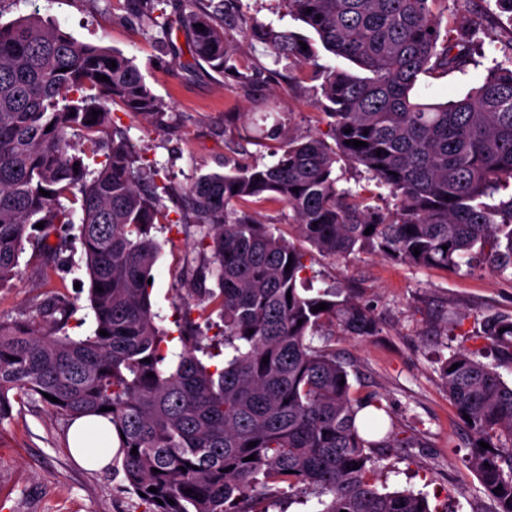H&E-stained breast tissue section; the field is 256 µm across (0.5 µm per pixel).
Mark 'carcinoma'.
Segmentation results:
<instances>
[{"label":"carcinoma","mask_w":512,"mask_h":512,"mask_svg":"<svg viewBox=\"0 0 512 512\" xmlns=\"http://www.w3.org/2000/svg\"><path fill=\"white\" fill-rule=\"evenodd\" d=\"M127 2L165 33L183 28L195 63L224 74L230 0L202 7L186 0L188 11L161 21L154 16L160 0ZM282 2L325 50L368 76L319 71L326 135L290 137L271 166L205 173L181 190L182 220H190L184 229L195 227L201 260L184 272L202 280L209 273L217 287L190 289L195 303L184 305L176 361L155 324L148 284L159 253L151 230L169 222L162 199L169 188L160 194L159 186H144L147 165L108 107L119 104L164 128V105L123 54L80 43L35 14L0 23V287L16 276L24 243L57 254L48 229L72 223L61 200L78 203L95 319L93 335H67L74 304L58 294L35 316L0 321V419L11 392L70 422L110 418L144 512H268L265 496L281 485L317 498L319 512H431L422 495L376 487L373 450L393 447L394 430L386 429L379 399L352 396L349 373L330 348L338 330L375 335L376 318L332 288L302 292L310 281L305 253L245 204L272 199L288 207L298 237L332 258L372 252L458 273L480 255L498 271L512 269V0H495L507 19L498 38L473 0H455L459 20L445 29L433 12L437 0ZM253 26L274 54L314 59L310 39L260 21ZM487 42L503 60L492 58L465 97L428 102L414 95L422 74L477 65ZM89 86L99 95L82 94ZM71 130L105 146L99 167L84 163ZM353 139L365 145L345 144ZM341 160L388 189L393 209L380 212L362 194L338 188ZM321 302L328 308L313 311ZM194 311L207 321L219 315L220 340L203 344ZM470 340L448 356L441 376L458 415L472 420L469 468L495 512H512V385L480 360L493 348L512 361V315L488 317ZM220 347L222 363L197 356L212 359ZM366 408L372 412L358 418Z\"/></svg>","instance_id":"carcinoma-1"}]
</instances>
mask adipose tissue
Listing matches in <instances>:
<instances>
[{"instance_id":"1","label":"adipose tissue","mask_w":512,"mask_h":512,"mask_svg":"<svg viewBox=\"0 0 512 512\" xmlns=\"http://www.w3.org/2000/svg\"><path fill=\"white\" fill-rule=\"evenodd\" d=\"M68 444L74 461L82 467L101 470L112 461V424L103 416L91 415L73 422Z\"/></svg>"}]
</instances>
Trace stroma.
Here are the masks:
<instances>
[{
  "mask_svg": "<svg viewBox=\"0 0 512 512\" xmlns=\"http://www.w3.org/2000/svg\"><path fill=\"white\" fill-rule=\"evenodd\" d=\"M34 12L78 42L120 52L140 68L165 103L171 127L160 130L118 105L112 108L114 121L156 170L157 184L175 189L234 165L273 164L283 138L326 131L327 118L317 105L318 70L353 68L321 47L309 62L276 57L252 31L253 21L314 35L288 15L282 0H241L226 30L232 68L221 75L193 66L182 32L163 35L132 15L126 0H0L2 22ZM241 74L253 76L249 89L240 88ZM481 75L474 66L442 78L423 75L415 93L432 101L461 98ZM275 127L280 130L276 137L270 134ZM81 217L73 211L69 229L51 232L50 242L61 248L55 265H45L33 246L25 247L16 277L0 288V321L26 318L63 294L77 308L67 334H92L89 279L77 227ZM154 237L160 250L152 310L157 326L171 337L170 350L177 351L184 307L177 290L185 260L195 255L194 235L162 224ZM306 259L314 287L340 289L380 323L378 335L339 334L331 346L346 365L354 396H377L398 439L410 442L406 448L375 450L386 490L423 493L435 512H494L495 502L465 463L472 439L448 397L441 364L468 347L469 335L487 316L512 315V274L486 264L458 274L418 269L373 253L333 259L313 248ZM67 427L41 402L13 401L9 416L0 419V512H143L120 459L101 471L73 461Z\"/></svg>",
  "mask_w": 512,
  "mask_h": 512,
  "instance_id": "1",
  "label": "stroma"
}]
</instances>
